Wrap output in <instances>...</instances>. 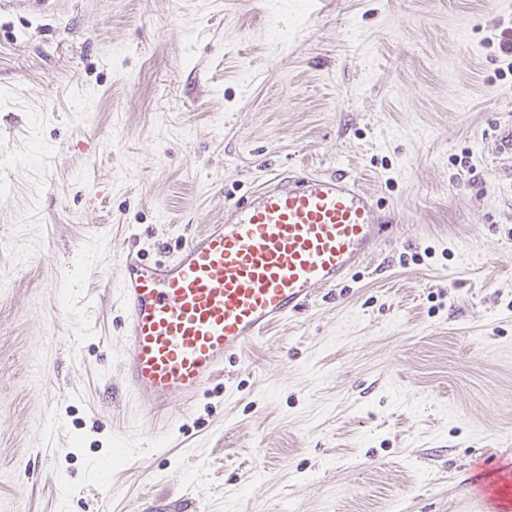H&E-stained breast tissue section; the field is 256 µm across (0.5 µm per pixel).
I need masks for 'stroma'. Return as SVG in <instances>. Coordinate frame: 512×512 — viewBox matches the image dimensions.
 Returning a JSON list of instances; mask_svg holds the SVG:
<instances>
[{"instance_id":"35a3bbf8","label":"stroma","mask_w":512,"mask_h":512,"mask_svg":"<svg viewBox=\"0 0 512 512\" xmlns=\"http://www.w3.org/2000/svg\"><path fill=\"white\" fill-rule=\"evenodd\" d=\"M512 0H65L0 11V512H482L512 458ZM388 221L156 444L119 260L269 173Z\"/></svg>"}]
</instances>
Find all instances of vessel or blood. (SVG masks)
Returning a JSON list of instances; mask_svg holds the SVG:
<instances>
[{
  "label": "vessel or blood",
  "instance_id": "1",
  "mask_svg": "<svg viewBox=\"0 0 512 512\" xmlns=\"http://www.w3.org/2000/svg\"><path fill=\"white\" fill-rule=\"evenodd\" d=\"M374 195L337 171L272 174L174 257L124 256L120 369L152 415L192 402L276 324L347 281L386 239ZM474 495L512 512V462Z\"/></svg>",
  "mask_w": 512,
  "mask_h": 512
}]
</instances>
